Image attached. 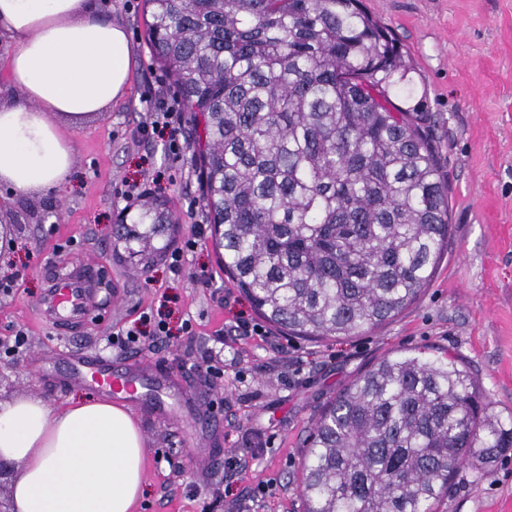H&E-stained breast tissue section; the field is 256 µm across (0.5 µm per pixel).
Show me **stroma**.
I'll return each mask as SVG.
<instances>
[{
  "label": "stroma",
  "instance_id": "35a3bbf8",
  "mask_svg": "<svg viewBox=\"0 0 512 512\" xmlns=\"http://www.w3.org/2000/svg\"><path fill=\"white\" fill-rule=\"evenodd\" d=\"M103 15L122 24L131 48L129 93L80 126L61 123L75 160L62 190L27 197L0 194V345L27 337L22 357L0 354V400L42 397L50 406L99 390L67 377L66 356L89 351L113 362L147 359L177 372L183 399L159 415L150 402L129 403L146 447L143 496L135 512H303L299 494L309 434L328 404L372 364L400 353L458 357L504 427H512V0H362L411 61L392 101L428 116L448 186L450 231L430 283L402 312L362 335L319 340L270 328L242 336L237 319L261 323L224 273L203 201L185 116L182 160L159 139H145L154 78L168 79L145 40L144 0H106ZM156 176L135 203L127 186ZM166 203L176 222L153 237L139 214ZM199 234H192L193 224ZM195 235L180 268L168 256ZM97 264L103 271L84 325L56 330L41 314L54 274ZM211 274L202 286L200 272ZM162 311L168 343L110 344L113 331L145 311ZM193 331H182L183 323ZM255 453L231 468L239 449ZM434 512H512V454L489 466L462 467Z\"/></svg>",
  "mask_w": 512,
  "mask_h": 512
}]
</instances>
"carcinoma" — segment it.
Masks as SVG:
<instances>
[{"instance_id":"obj_1","label":"carcinoma","mask_w":512,"mask_h":512,"mask_svg":"<svg viewBox=\"0 0 512 512\" xmlns=\"http://www.w3.org/2000/svg\"><path fill=\"white\" fill-rule=\"evenodd\" d=\"M153 58L203 120L204 201L224 270L294 336H356L430 281L448 187L426 117L394 106L411 70L359 0H145ZM512 450L464 366L386 357L318 420L304 512H430L465 465Z\"/></svg>"}]
</instances>
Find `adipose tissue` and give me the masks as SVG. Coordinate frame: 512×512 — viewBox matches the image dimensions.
<instances>
[{
    "mask_svg": "<svg viewBox=\"0 0 512 512\" xmlns=\"http://www.w3.org/2000/svg\"><path fill=\"white\" fill-rule=\"evenodd\" d=\"M0 31L15 44L12 95L0 102V183L18 195L59 190L74 147L55 120L79 123L128 93L127 34L96 0H0ZM144 448L137 422L108 399L0 405V461L16 466L13 512H131Z\"/></svg>",
    "mask_w": 512,
    "mask_h": 512,
    "instance_id": "adipose-tissue-1",
    "label": "adipose tissue"
}]
</instances>
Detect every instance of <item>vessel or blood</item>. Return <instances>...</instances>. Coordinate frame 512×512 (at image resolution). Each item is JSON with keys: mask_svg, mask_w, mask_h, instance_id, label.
Listing matches in <instances>:
<instances>
[{"mask_svg": "<svg viewBox=\"0 0 512 512\" xmlns=\"http://www.w3.org/2000/svg\"><path fill=\"white\" fill-rule=\"evenodd\" d=\"M98 278V271L92 269L80 277L58 280L52 284L46 309L59 329H69L87 319ZM71 378L113 397L127 400L140 399L151 386L167 394L175 390L170 377L149 372L147 365L119 371L113 368L110 360L90 358L79 352L71 355Z\"/></svg>", "mask_w": 512, "mask_h": 512, "instance_id": "1", "label": "vessel or blood"}]
</instances>
